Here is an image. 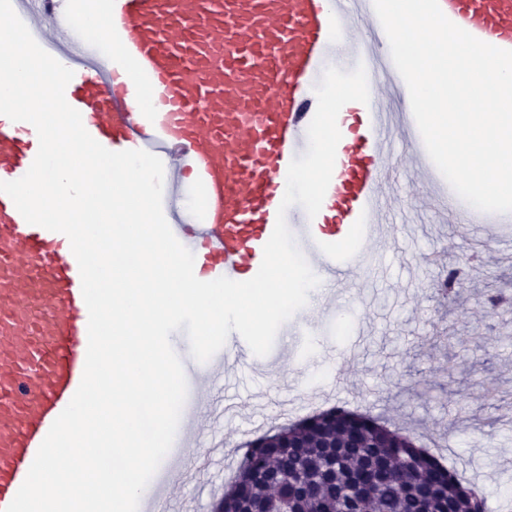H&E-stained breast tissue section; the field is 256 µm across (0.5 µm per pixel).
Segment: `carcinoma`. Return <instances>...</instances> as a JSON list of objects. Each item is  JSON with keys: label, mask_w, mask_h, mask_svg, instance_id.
<instances>
[{"label": "carcinoma", "mask_w": 512, "mask_h": 512, "mask_svg": "<svg viewBox=\"0 0 512 512\" xmlns=\"http://www.w3.org/2000/svg\"><path fill=\"white\" fill-rule=\"evenodd\" d=\"M247 444L224 491V512H280L278 486H296L294 512H485V499L398 430L333 407Z\"/></svg>", "instance_id": "carcinoma-1"}]
</instances>
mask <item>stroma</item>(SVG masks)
<instances>
[{"instance_id": "obj_1", "label": "stroma", "mask_w": 512, "mask_h": 512, "mask_svg": "<svg viewBox=\"0 0 512 512\" xmlns=\"http://www.w3.org/2000/svg\"><path fill=\"white\" fill-rule=\"evenodd\" d=\"M389 167L395 233L364 278L332 301L310 295L279 329L281 358L265 377L241 369L192 390L199 438L159 466L188 474L168 487L169 512H216L221 499L206 489L228 479L235 448L281 415L307 417L321 400L313 377L330 372L329 351L360 326L369 344L344 365L336 404L370 411L445 455L464 483L480 478L487 512L512 507V227L489 217L464 227L440 210L434 190L447 182L436 166L420 171L404 137ZM452 271L454 291L442 295ZM490 293L508 305L490 306ZM219 412L223 420L214 421Z\"/></svg>"}]
</instances>
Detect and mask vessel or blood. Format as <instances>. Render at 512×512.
<instances>
[{
	"label": "vessel or blood",
	"mask_w": 512,
	"mask_h": 512,
	"mask_svg": "<svg viewBox=\"0 0 512 512\" xmlns=\"http://www.w3.org/2000/svg\"><path fill=\"white\" fill-rule=\"evenodd\" d=\"M35 41L74 73L65 98L111 151L164 165V216L203 281L251 279L276 223L289 164L308 145L313 87L331 62L364 64L369 87L394 66L373 0H108L111 55L79 38L84 0H12ZM477 39L512 50V0H439ZM364 25L361 37L337 33ZM341 140L315 217L286 222L314 271L338 286L388 240L387 165L399 127L379 95L345 104ZM39 148L27 122L0 116V181L21 178ZM201 206L183 219L181 184ZM88 309L68 237L25 221L0 193V512L75 394Z\"/></svg>",
	"instance_id": "b4317fda"
}]
</instances>
